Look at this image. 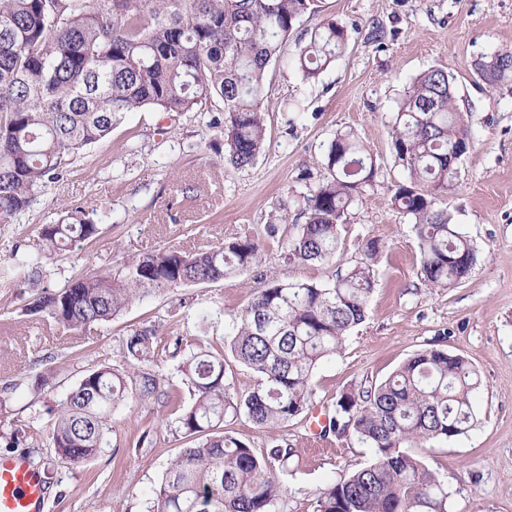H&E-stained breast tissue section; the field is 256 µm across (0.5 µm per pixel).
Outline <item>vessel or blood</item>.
I'll return each instance as SVG.
<instances>
[{"label": "vessel or blood", "mask_w": 512, "mask_h": 512, "mask_svg": "<svg viewBox=\"0 0 512 512\" xmlns=\"http://www.w3.org/2000/svg\"><path fill=\"white\" fill-rule=\"evenodd\" d=\"M46 484L24 454L0 455V512H43Z\"/></svg>", "instance_id": "b4317fda"}]
</instances>
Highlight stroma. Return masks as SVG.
Returning <instances> with one entry per match:
<instances>
[{
	"label": "stroma",
	"mask_w": 512,
	"mask_h": 512,
	"mask_svg": "<svg viewBox=\"0 0 512 512\" xmlns=\"http://www.w3.org/2000/svg\"><path fill=\"white\" fill-rule=\"evenodd\" d=\"M329 18L346 27V49L317 79H304L295 65L298 47ZM501 50L512 51V0H321L320 12L301 18L270 66L266 145L251 167L237 169L224 158V138L211 123L223 113L221 101L184 114L146 108L127 113L105 139L71 159L62 179L38 189L22 214L0 222L6 260L64 211L96 210V240L45 264L40 285L49 289L160 247L208 249L244 235L265 243L251 270L133 302L112 321L79 331L26 315V296L0 287V363L16 385L0 388V454L9 453L6 439L16 432L19 451L34 467L48 468L44 512H150L152 488L184 447L176 413L153 401L120 406L109 446L81 466L57 460L48 443L57 407L83 373L125 369L131 329L149 318L162 343L174 333L190 343L203 334L223 341L225 323L264 283L328 282L361 260L369 240L382 251L367 317L339 354L316 366L312 408L332 414L341 393L384 380L441 342L481 376L475 420L465 434L416 454L447 484L448 512H512V89H488L472 67ZM432 68L453 76L472 141L440 206L477 261L449 289L421 279L413 224L393 199L410 178L392 152V117L413 79ZM339 132L354 133L372 153L374 180L348 208L332 262L286 263L265 226L283 209L297 217L303 196L327 180L324 155ZM46 370L49 384L37 386ZM231 431L256 453L277 435L296 454L297 466L279 475L283 492L270 512H314L329 485L373 456L352 436L320 443L304 415L275 433L243 418Z\"/></svg>",
	"instance_id": "stroma-1"
}]
</instances>
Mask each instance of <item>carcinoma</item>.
I'll return each instance as SVG.
<instances>
[{
    "label": "carcinoma",
    "instance_id": "1",
    "mask_svg": "<svg viewBox=\"0 0 512 512\" xmlns=\"http://www.w3.org/2000/svg\"><path fill=\"white\" fill-rule=\"evenodd\" d=\"M321 0H0V220L24 212L37 189L60 180L69 158L102 140L129 112L197 110L214 98L224 104L225 159L253 165L265 146L266 73L282 44ZM346 29L330 19L300 46L295 63L317 78L345 48ZM473 69L489 88L512 83V52L484 56ZM391 143L409 184L394 192L414 223L421 279L451 288L476 261L470 242L439 208L455 175L459 149L468 150L453 77L442 68L416 77L394 113ZM328 180L304 197L301 224L288 238L271 223L266 235L299 264L333 260L348 207L375 175L370 152L354 134L329 143ZM98 224L80 207L38 229L26 257L0 269L16 286L40 276L43 260L74 242L91 241ZM263 245L248 236L206 250L165 247L140 253L115 269L71 277L44 288L25 314L47 316L69 329L110 322L135 300L164 297L177 288L216 283L252 268ZM380 252L365 244L364 258L331 282H271L231 317L224 335L235 360L256 375L244 395L226 383L224 351L202 343L182 372L192 402L180 406L186 446L153 491V512H269L280 497L276 471L294 451L272 439L257 454L235 438L227 421L246 416L275 429L310 406L318 362L340 353L346 334L362 324L374 291ZM151 320L132 330L124 356L131 374L109 366L87 371L60 402L49 440L71 465L102 452L112 411L123 403L164 399L149 369L159 351L177 356L183 337L158 344ZM481 380L465 357L435 345L402 363L387 379L340 394L322 436H354L372 461L329 486L316 512H448V486L412 447L448 442L474 420L472 399Z\"/></svg>",
    "mask_w": 512,
    "mask_h": 512
}]
</instances>
